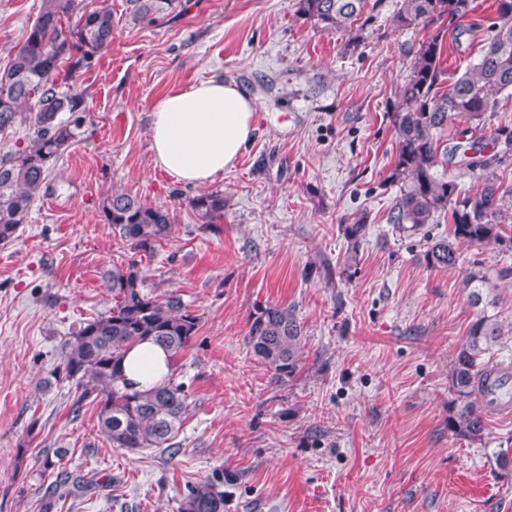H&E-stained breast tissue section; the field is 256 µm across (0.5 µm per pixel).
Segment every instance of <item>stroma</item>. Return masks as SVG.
<instances>
[{"instance_id": "stroma-1", "label": "stroma", "mask_w": 512, "mask_h": 512, "mask_svg": "<svg viewBox=\"0 0 512 512\" xmlns=\"http://www.w3.org/2000/svg\"><path fill=\"white\" fill-rule=\"evenodd\" d=\"M399 0H376L358 47L315 28L295 0H181L150 23L128 0L111 9L112 46L79 76V134L14 241L0 243V512H177L187 484L223 469L227 512H512V419L486 415L472 441L448 429V372L476 310L461 286L482 269L504 334L490 365L512 368V252L460 244L453 269L427 268L428 239L395 232L385 185L395 152L389 101L433 24L394 29ZM42 0H0V71ZM493 0H475L447 35L448 77H459L491 36ZM234 82L256 132L234 170L211 183L224 217L201 223L199 195L155 166L151 112L171 88ZM512 125V97L479 124L449 123L446 144H491ZM125 192L169 208L171 236L135 252L101 217ZM369 215L358 263L340 229ZM137 262L156 294L174 293L199 317L175 378L189 394L177 454L112 447L97 407L72 414L74 387L57 374L83 322L106 312L108 272ZM292 307L303 327L300 366L277 375L247 345L249 318ZM64 459L43 464L45 450Z\"/></svg>"}]
</instances>
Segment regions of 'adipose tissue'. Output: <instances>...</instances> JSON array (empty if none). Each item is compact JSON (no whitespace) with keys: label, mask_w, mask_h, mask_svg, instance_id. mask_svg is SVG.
Segmentation results:
<instances>
[{"label":"adipose tissue","mask_w":512,"mask_h":512,"mask_svg":"<svg viewBox=\"0 0 512 512\" xmlns=\"http://www.w3.org/2000/svg\"><path fill=\"white\" fill-rule=\"evenodd\" d=\"M254 131V104L234 83L206 80L181 86L154 106V162L180 182L205 185L235 168ZM123 366L139 390L160 384L171 372L168 353L147 341L127 352Z\"/></svg>","instance_id":"adipose-tissue-1"}]
</instances>
